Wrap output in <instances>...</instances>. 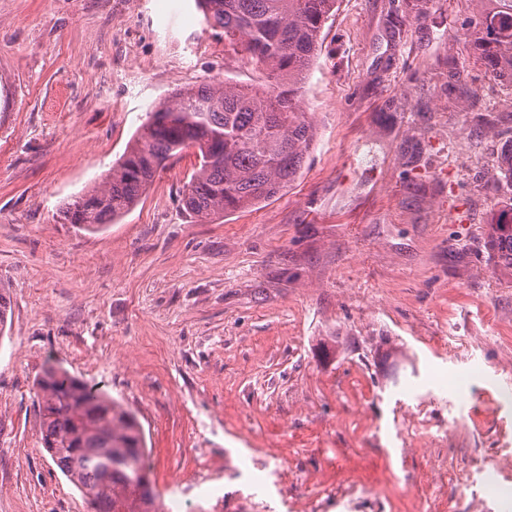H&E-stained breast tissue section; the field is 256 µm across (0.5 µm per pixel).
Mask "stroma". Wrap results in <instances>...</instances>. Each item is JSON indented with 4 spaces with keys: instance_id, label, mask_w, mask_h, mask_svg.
I'll list each match as a JSON object with an SVG mask.
<instances>
[{
    "instance_id": "obj_1",
    "label": "stroma",
    "mask_w": 512,
    "mask_h": 512,
    "mask_svg": "<svg viewBox=\"0 0 512 512\" xmlns=\"http://www.w3.org/2000/svg\"><path fill=\"white\" fill-rule=\"evenodd\" d=\"M484 0H338L302 90L296 180L210 224L182 207L196 158L158 170L90 233L61 210L102 186L155 106L265 84L196 0H0V512H87L40 445L46 363L137 415L160 504L174 478L275 448L305 480L363 485L358 512H499L512 479V268L487 227L512 208V83L471 43ZM434 433L403 454L398 417Z\"/></svg>"
}]
</instances>
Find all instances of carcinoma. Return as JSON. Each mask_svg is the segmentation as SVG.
<instances>
[{
  "label": "carcinoma",
  "instance_id": "cac0c4a2",
  "mask_svg": "<svg viewBox=\"0 0 512 512\" xmlns=\"http://www.w3.org/2000/svg\"><path fill=\"white\" fill-rule=\"evenodd\" d=\"M337 0H197L207 24L267 75L265 86L205 84L179 91L149 112L101 189L76 197L63 220L98 232L129 212L153 182L158 163L185 149L198 163L182 205L209 223L252 208L297 177L314 130L299 94ZM481 14L473 43L501 78L512 80V0ZM488 225L490 250L512 267V227ZM40 440L78 489L94 493V512H158L148 483L145 437L136 415L66 370L49 366L36 379Z\"/></svg>",
  "mask_w": 512,
  "mask_h": 512
}]
</instances>
